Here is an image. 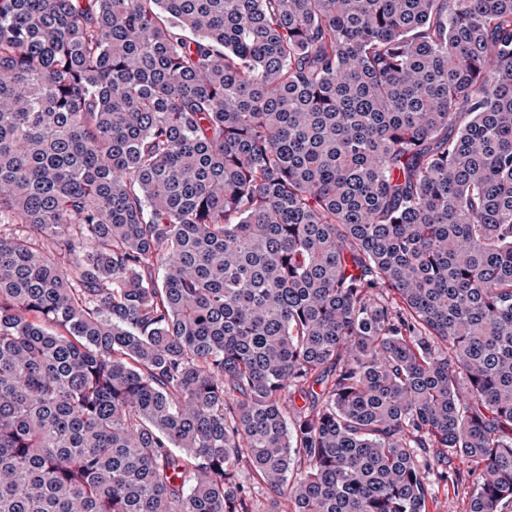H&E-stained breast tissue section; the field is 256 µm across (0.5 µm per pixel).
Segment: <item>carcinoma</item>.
I'll use <instances>...</instances> for the list:
<instances>
[{"instance_id": "obj_1", "label": "carcinoma", "mask_w": 512, "mask_h": 512, "mask_svg": "<svg viewBox=\"0 0 512 512\" xmlns=\"http://www.w3.org/2000/svg\"><path fill=\"white\" fill-rule=\"evenodd\" d=\"M448 481L512 503V0H0V512Z\"/></svg>"}]
</instances>
